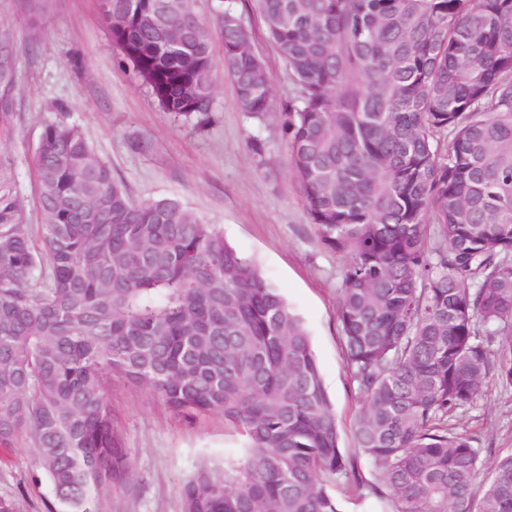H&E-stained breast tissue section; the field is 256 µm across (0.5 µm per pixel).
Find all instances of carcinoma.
I'll list each match as a JSON object with an SVG mask.
<instances>
[{"instance_id": "obj_1", "label": "carcinoma", "mask_w": 512, "mask_h": 512, "mask_svg": "<svg viewBox=\"0 0 512 512\" xmlns=\"http://www.w3.org/2000/svg\"><path fill=\"white\" fill-rule=\"evenodd\" d=\"M238 0H219L240 111L274 104ZM295 93L280 125L320 243L344 257L338 319L370 491L395 512H512V453L484 472L448 418L512 386V0H252ZM121 62L202 128L218 65L193 0H103ZM0 31V138L14 134ZM38 229L0 154V447L26 437L57 506L105 512L130 486L107 401L118 373L187 422L247 442L183 488V512H338L356 458L302 320L176 199L137 202L65 119L36 151Z\"/></svg>"}]
</instances>
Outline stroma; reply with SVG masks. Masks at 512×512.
I'll use <instances>...</instances> for the list:
<instances>
[{
  "label": "stroma",
  "mask_w": 512,
  "mask_h": 512,
  "mask_svg": "<svg viewBox=\"0 0 512 512\" xmlns=\"http://www.w3.org/2000/svg\"><path fill=\"white\" fill-rule=\"evenodd\" d=\"M275 103L294 84L248 0L240 5ZM0 30L10 34L16 82V133L0 140L22 189L28 223L39 224L34 150L43 128L59 118L76 124L132 197H170L192 207L251 260L303 321L334 405L343 452L357 456L360 407L338 320L343 258L320 244L288 167L277 117L240 112L233 83L215 75L214 121L205 129L164 112L131 67L122 64L98 0H0ZM261 138L256 155L251 138ZM109 402L132 470L129 491L112 494L106 512H182L185 483L207 464L241 455L244 442L222 417L179 419L161 397L123 375L112 377ZM449 423L481 448L483 460L512 453V387L490 384ZM37 459L26 438L0 448V497L16 512H48L53 494L36 482Z\"/></svg>",
  "instance_id": "1"
}]
</instances>
